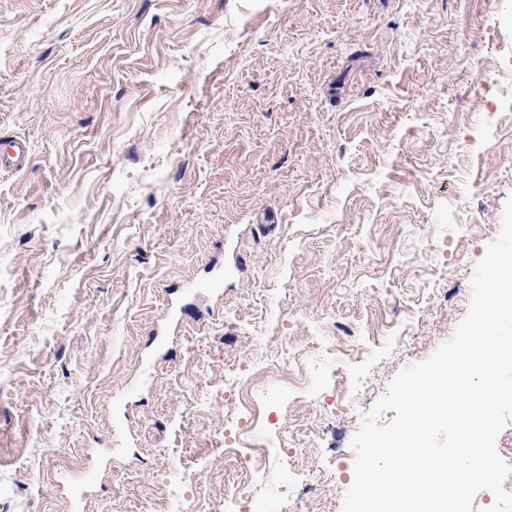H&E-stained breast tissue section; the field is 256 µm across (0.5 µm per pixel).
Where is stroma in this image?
Here are the masks:
<instances>
[{"label":"stroma","instance_id":"obj_1","mask_svg":"<svg viewBox=\"0 0 512 512\" xmlns=\"http://www.w3.org/2000/svg\"><path fill=\"white\" fill-rule=\"evenodd\" d=\"M510 83L512 0H0V512H342L500 232ZM29 145L23 139L15 138L0 143V167L20 169L28 161Z\"/></svg>","mask_w":512,"mask_h":512}]
</instances>
